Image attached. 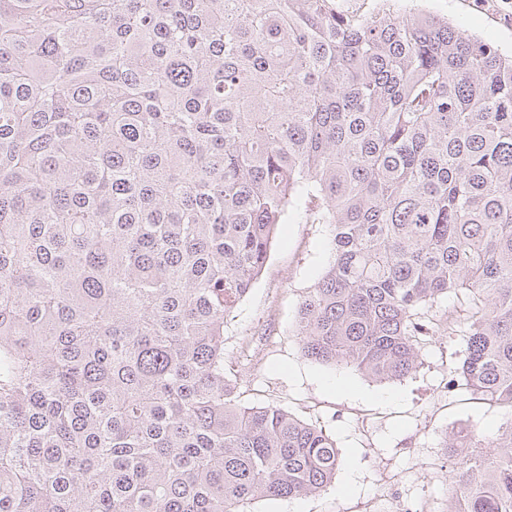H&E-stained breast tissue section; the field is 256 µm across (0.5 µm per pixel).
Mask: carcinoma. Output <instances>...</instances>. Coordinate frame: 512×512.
<instances>
[{"instance_id": "carcinoma-1", "label": "carcinoma", "mask_w": 512, "mask_h": 512, "mask_svg": "<svg viewBox=\"0 0 512 512\" xmlns=\"http://www.w3.org/2000/svg\"><path fill=\"white\" fill-rule=\"evenodd\" d=\"M332 261L304 354L380 382L470 299L457 368L512 408V54L332 0H0V512H247L340 466L246 406L224 324L301 205ZM456 512H512V426Z\"/></svg>"}]
</instances>
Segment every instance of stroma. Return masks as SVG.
Returning <instances> with one entry per match:
<instances>
[{
	"instance_id": "stroma-1",
	"label": "stroma",
	"mask_w": 512,
	"mask_h": 512,
	"mask_svg": "<svg viewBox=\"0 0 512 512\" xmlns=\"http://www.w3.org/2000/svg\"><path fill=\"white\" fill-rule=\"evenodd\" d=\"M368 14L390 5L431 15L512 54V0H333ZM330 228L303 220L278 225L270 257L224 334V373L247 405L273 404L333 435L341 464L322 491L297 499H259L249 512H455L449 492L454 435L468 426L486 438L512 424V411L477 399L456 372L463 332L448 333L449 311L464 296L426 309L421 364L395 382L350 365L307 358L295 334L299 302L328 268Z\"/></svg>"
}]
</instances>
